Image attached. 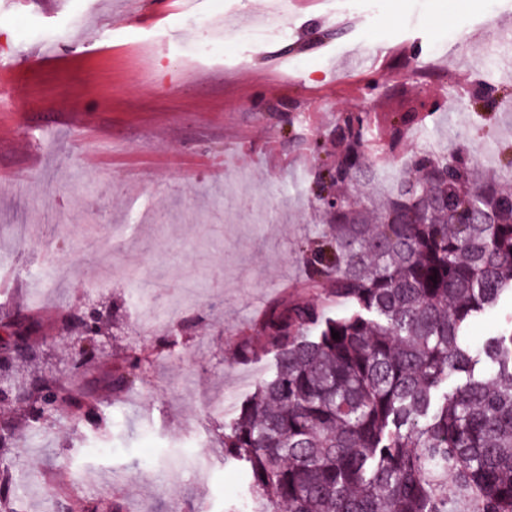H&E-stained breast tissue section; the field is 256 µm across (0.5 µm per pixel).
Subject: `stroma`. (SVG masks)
Listing matches in <instances>:
<instances>
[{
	"label": "stroma",
	"mask_w": 512,
	"mask_h": 512,
	"mask_svg": "<svg viewBox=\"0 0 512 512\" xmlns=\"http://www.w3.org/2000/svg\"><path fill=\"white\" fill-rule=\"evenodd\" d=\"M271 3L194 0L170 13L166 0H0V62L15 67L20 103L0 112V170L23 176L0 184V272L15 282L0 317L38 316L39 371L96 396L81 422L56 416L40 435H19L13 491L24 512H57L63 496L99 512L116 498L125 512H224L242 500L224 425L271 359L238 362L234 344L277 300L341 310L302 284L321 224L316 173L346 113L366 115L377 166H400L430 139L448 153L467 142L498 180L512 173V95L478 111L463 104L482 87H512V42L496 31L512 0H367L354 15L343 0L332 11L311 0L274 39L187 54L213 15L246 26ZM160 12V27L139 24ZM364 54L379 55L375 69ZM405 112L418 123L399 127ZM242 195L270 201L268 218L242 208L226 219ZM116 227L118 245L92 248ZM143 286L159 303L177 288L189 296L176 325H137ZM92 308L112 355L74 376L66 324ZM131 352L151 359L118 398L112 370ZM193 452L209 456L205 473L182 465Z\"/></svg>",
	"instance_id": "stroma-1"
}]
</instances>
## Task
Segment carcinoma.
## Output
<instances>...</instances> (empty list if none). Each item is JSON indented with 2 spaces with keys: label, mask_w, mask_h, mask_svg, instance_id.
<instances>
[{
  "label": "carcinoma",
  "mask_w": 512,
  "mask_h": 512,
  "mask_svg": "<svg viewBox=\"0 0 512 512\" xmlns=\"http://www.w3.org/2000/svg\"><path fill=\"white\" fill-rule=\"evenodd\" d=\"M366 117L336 125V161L319 192L386 176L365 145ZM307 246L305 288L343 305L269 306L234 355H273L253 395L224 424V461L241 465L250 512H512V319L481 346L466 328L512 297V187L475 174L467 146L420 151L395 190L323 211ZM0 348L43 356L36 321L7 319ZM340 333L332 338L331 331ZM143 366L125 357L113 391ZM34 415L78 416L87 391L47 375L11 388ZM16 424L0 423V506L13 496Z\"/></svg>",
  "instance_id": "cac0c4a2"
}]
</instances>
